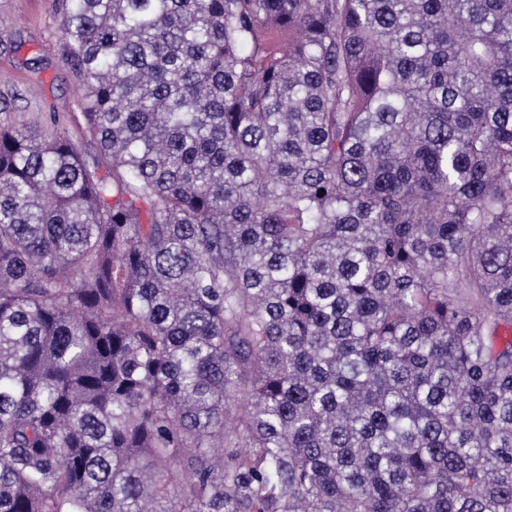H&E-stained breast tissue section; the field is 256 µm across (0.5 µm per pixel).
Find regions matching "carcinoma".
<instances>
[{
	"label": "carcinoma",
	"mask_w": 512,
	"mask_h": 512,
	"mask_svg": "<svg viewBox=\"0 0 512 512\" xmlns=\"http://www.w3.org/2000/svg\"><path fill=\"white\" fill-rule=\"evenodd\" d=\"M60 33L99 153L0 126V512H512V0Z\"/></svg>",
	"instance_id": "carcinoma-1"
}]
</instances>
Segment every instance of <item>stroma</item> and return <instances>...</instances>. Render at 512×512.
Masks as SVG:
<instances>
[{
	"mask_svg": "<svg viewBox=\"0 0 512 512\" xmlns=\"http://www.w3.org/2000/svg\"><path fill=\"white\" fill-rule=\"evenodd\" d=\"M58 0H0V124L83 137L80 80L64 60Z\"/></svg>",
	"mask_w": 512,
	"mask_h": 512,
	"instance_id": "obj_1",
	"label": "stroma"
}]
</instances>
